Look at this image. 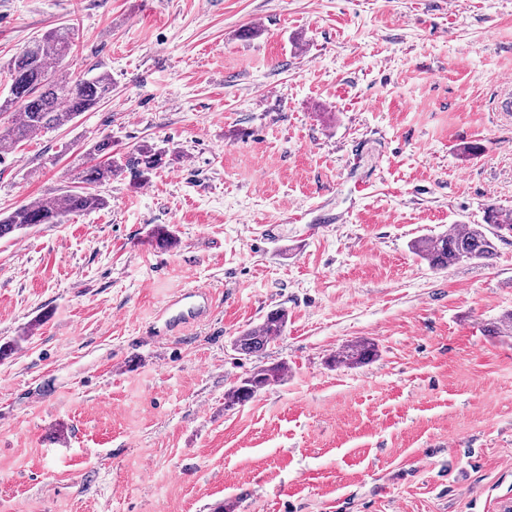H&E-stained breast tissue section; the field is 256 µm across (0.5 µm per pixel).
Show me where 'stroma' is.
Wrapping results in <instances>:
<instances>
[{
    "label": "stroma",
    "instance_id": "35a3bbf8",
    "mask_svg": "<svg viewBox=\"0 0 512 512\" xmlns=\"http://www.w3.org/2000/svg\"><path fill=\"white\" fill-rule=\"evenodd\" d=\"M59 25L57 70L112 96L0 157V215L102 140L167 157L0 239V512H512V335L487 333L512 231L446 270L411 251L512 213V0H0V94ZM192 287L209 312L156 338ZM279 307L283 336L236 353ZM362 339L374 362L329 364ZM285 368L284 363L254 367L224 392L225 409L251 400L266 387L280 381Z\"/></svg>",
    "mask_w": 512,
    "mask_h": 512
}]
</instances>
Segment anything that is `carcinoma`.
Returning <instances> with one entry per match:
<instances>
[{
    "label": "carcinoma",
    "mask_w": 512,
    "mask_h": 512,
    "mask_svg": "<svg viewBox=\"0 0 512 512\" xmlns=\"http://www.w3.org/2000/svg\"><path fill=\"white\" fill-rule=\"evenodd\" d=\"M72 46V31L58 26L25 44L8 64L10 85L7 95L0 96V115L8 116L9 125L0 129V155L15 150L20 143L58 129L77 119L112 94V78L106 74L72 80L58 73L55 64ZM165 151L141 145L119 161L99 162L86 166L79 185L66 191L53 202L29 201L0 218V238L33 224H59L62 218L101 209L106 200L98 188L112 177L127 172L143 183L163 164ZM512 230L504 222L502 212L489 207L485 223L469 224L452 233L424 238L412 243L413 253L436 270L474 259L494 255L497 231ZM157 244L169 249L177 237L165 225L153 230ZM288 325V311L280 307L270 311L256 327L243 330L233 340L234 350L243 356L260 354L272 341L283 335ZM378 356L376 345L357 340L331 355L329 362L348 368H359ZM285 364L257 366L236 380L224 392V407L241 405L266 387L280 381Z\"/></svg>",
    "instance_id": "cac0c4a2"
}]
</instances>
